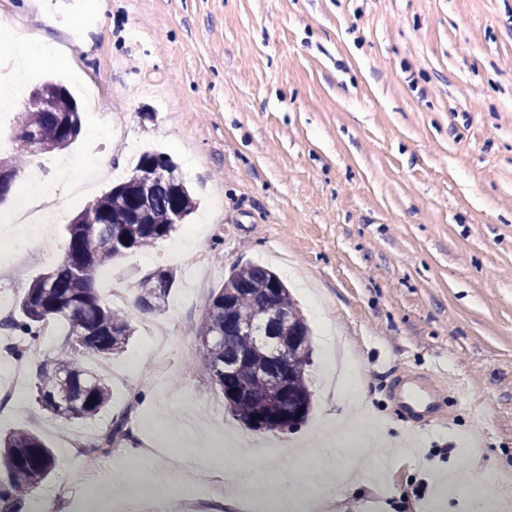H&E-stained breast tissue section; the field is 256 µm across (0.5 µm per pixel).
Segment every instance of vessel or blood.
I'll use <instances>...</instances> for the list:
<instances>
[{"instance_id": "1", "label": "vessel or blood", "mask_w": 512, "mask_h": 512, "mask_svg": "<svg viewBox=\"0 0 512 512\" xmlns=\"http://www.w3.org/2000/svg\"><path fill=\"white\" fill-rule=\"evenodd\" d=\"M442 392L431 374L404 372L397 376L390 399L409 427L438 421L442 416Z\"/></svg>"}]
</instances>
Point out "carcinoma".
Returning <instances> with one entry per match:
<instances>
[{
    "mask_svg": "<svg viewBox=\"0 0 512 512\" xmlns=\"http://www.w3.org/2000/svg\"><path fill=\"white\" fill-rule=\"evenodd\" d=\"M77 102L61 85L44 105L26 107L21 115L17 136L19 149L14 156L0 160V198L13 192L25 155L31 147L51 151L68 147L81 132ZM152 159L166 165V156L146 152L140 156L131 175L112 187L68 224L64 257L54 270L31 281L20 298L21 318L12 319L8 330L31 341L40 338L45 324L62 319L69 326V336L81 330L88 342L79 350L102 359L121 353L132 330L126 316L106 306L97 293V279L102 268L128 253L141 251L171 235L172 222L179 209L191 215L196 202L182 180L179 188L168 181L157 182L144 207L137 206L140 176L144 164ZM175 277L167 270L154 272L139 282L138 304L145 311H161L173 287ZM237 290L230 317H224V292ZM273 307L296 312L288 288L271 270L257 265L234 269L221 288L209 299L205 315L197 328L203 349V369L212 383L224 388L221 370L227 363L238 368L230 387L238 395L225 409L245 426L250 421L273 413L299 415L298 423L308 418L311 409L305 368L295 363L296 354L284 344L270 351L240 335V327L249 322L261 324L264 335L272 336L279 326L264 319ZM42 407L53 416L65 419H88L105 409L111 399L108 379L86 369L68 354L45 363L37 374ZM277 397V407L271 406ZM118 435L131 438L125 419L115 420L97 445L106 452ZM0 466L8 481L0 486V512H15L17 503L31 495L57 467L52 450L37 435L18 430L0 441Z\"/></svg>",
    "mask_w": 512,
    "mask_h": 512,
    "instance_id": "carcinoma-1",
    "label": "carcinoma"
}]
</instances>
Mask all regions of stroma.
Masks as SVG:
<instances>
[{"label":"stroma","instance_id":"stroma-1","mask_svg":"<svg viewBox=\"0 0 512 512\" xmlns=\"http://www.w3.org/2000/svg\"><path fill=\"white\" fill-rule=\"evenodd\" d=\"M0 14L66 48L23 76L20 99L52 78L83 111L78 139L36 154L37 178H17L0 203L9 315L60 264L71 220L144 151L171 156L200 203L97 282L106 290L120 274L134 290L157 268L176 274L163 311L123 305L133 333L112 365L140 370L111 380L93 419L53 417L37 400V369L65 352L66 322L19 382L0 330V391L20 387L0 401V436L28 430L58 461L18 512H75L57 492L97 454L70 459L66 436L139 413L169 434L184 415L207 436L221 426L225 473L252 468L271 495L291 483L333 494L335 512H470L463 471L485 498L512 497V0H0ZM90 149L112 172L70 200V171ZM199 248L202 274L190 263ZM248 263L280 277L311 331L312 409L287 433L235 420L199 369L205 305ZM184 345L193 357L154 378L155 357ZM436 362L468 394L446 395L442 423L409 432L389 383ZM172 466L142 461L143 500L166 501Z\"/></svg>","mask_w":512,"mask_h":512}]
</instances>
